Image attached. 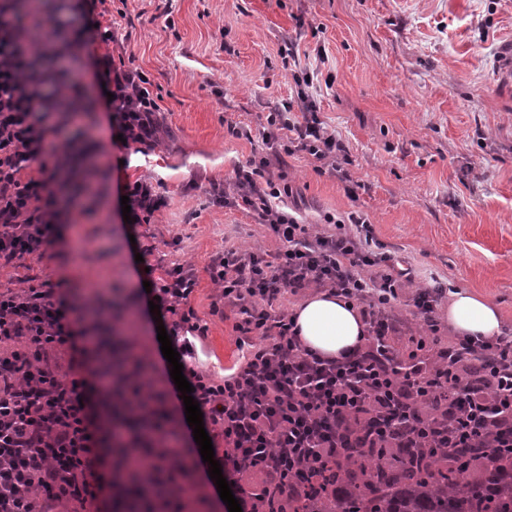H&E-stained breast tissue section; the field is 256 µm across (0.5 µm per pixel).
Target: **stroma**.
Returning <instances> with one entry per match:
<instances>
[{
  "instance_id": "obj_1",
  "label": "stroma",
  "mask_w": 512,
  "mask_h": 512,
  "mask_svg": "<svg viewBox=\"0 0 512 512\" xmlns=\"http://www.w3.org/2000/svg\"><path fill=\"white\" fill-rule=\"evenodd\" d=\"M112 40L86 36L76 74L96 102L92 137L109 171L92 210L55 225L43 258L0 268L1 288L58 284L62 294L108 284L142 288L146 266L194 272L191 305L208 325L196 363L215 378L247 353L234 312L212 314L207 267L227 248L276 250L252 213L225 202L238 167L263 149L271 108L296 96L283 53L318 73L322 120L345 144V173L287 157L293 189L280 209L315 229L365 214L377 241L418 271L416 286L468 291L512 329V0H107ZM132 74L174 137L148 153L124 146L98 59ZM251 131L228 134V123ZM359 182L349 198L347 180ZM156 200L127 223L120 199L136 185Z\"/></svg>"
}]
</instances>
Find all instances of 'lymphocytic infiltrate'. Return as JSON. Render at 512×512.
<instances>
[{
    "label": "lymphocytic infiltrate",
    "mask_w": 512,
    "mask_h": 512,
    "mask_svg": "<svg viewBox=\"0 0 512 512\" xmlns=\"http://www.w3.org/2000/svg\"><path fill=\"white\" fill-rule=\"evenodd\" d=\"M296 96L266 116L265 155L237 169L233 193L279 243L276 251L233 248L214 257L212 313L231 308L233 329L250 350L222 380L196 365L204 338L190 297L196 277L175 265L151 280L162 322L203 413L215 459L243 512H300L313 492L336 493L348 470L409 463L431 473L445 463L474 465L486 449L512 463V329L492 339L447 338L436 307L443 288L412 297L420 329L396 312L413 270L375 251L374 228L361 215L332 232L280 211L272 162L306 152L340 170L349 155L320 118L314 76H295ZM0 233V268L43 247L49 229L16 224ZM316 287L350 302L364 334L348 353L307 348L288 292ZM73 303L53 284L0 291V512H100L96 470L102 441L94 420L101 393L87 368L85 329Z\"/></svg>",
    "instance_id": "1"
}]
</instances>
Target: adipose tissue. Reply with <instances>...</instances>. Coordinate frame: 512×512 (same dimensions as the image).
<instances>
[{
  "instance_id": "ef3b65f1",
  "label": "adipose tissue",
  "mask_w": 512,
  "mask_h": 512,
  "mask_svg": "<svg viewBox=\"0 0 512 512\" xmlns=\"http://www.w3.org/2000/svg\"><path fill=\"white\" fill-rule=\"evenodd\" d=\"M293 314L303 343L325 356L353 349L363 334L357 309L325 292L307 297ZM448 325L457 335L488 339L500 334L502 323L493 305L465 291L454 294L448 306Z\"/></svg>"
}]
</instances>
